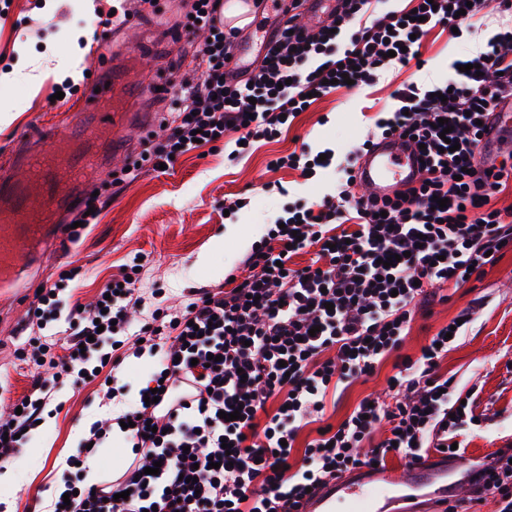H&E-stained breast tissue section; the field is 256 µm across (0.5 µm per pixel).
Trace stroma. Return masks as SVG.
<instances>
[{"label": "stroma", "mask_w": 512, "mask_h": 512, "mask_svg": "<svg viewBox=\"0 0 512 512\" xmlns=\"http://www.w3.org/2000/svg\"><path fill=\"white\" fill-rule=\"evenodd\" d=\"M136 9L135 0H0V165H9L7 151L21 133L38 122L61 119L75 104L72 95L56 98L58 85L69 80L80 87L88 74L104 70L105 58L91 50L98 15L131 13L126 37L133 43L149 25L134 18ZM502 24V17L491 11L453 41L440 29L431 30L421 41L423 67H396L373 85L325 95L300 113L288 131L255 143L248 153L235 154L238 134L229 131L182 156L167 173L145 166L135 179L119 185L102 176L96 186L103 204L97 223L47 266L50 282L72 267L81 268L84 276L62 294L61 315L45 318V334L65 329L64 311L76 303L91 305L100 288L120 277L140 251L149 259L138 283L146 308L178 305L192 288L225 289L230 271L262 240L270 222L284 210L319 202L334 190L333 169L318 170L308 179L297 170L268 169L269 159L329 148L336 160H344L354 146L378 136L374 121L394 111L395 89L454 78L452 63L485 45ZM236 200L242 209L225 215V207ZM475 298L482 299V308L442 363L461 388L478 390L474 410L485 423L466 434L465 457L472 461L512 444V253L480 279L450 292L429 315L417 316L403 345L404 353L417 354ZM34 303L31 290L0 301V374L7 376L13 399L31 380V369L18 365L14 351L32 334L29 311ZM392 373L391 362H384L368 382L348 388L328 406L330 423L342 421L366 395L382 392ZM96 389L93 383L75 388L68 379L57 385L53 404L45 407L40 424L31 428L17 454L18 479L0 493V512L11 504L18 512H51L46 487L67 471V459L90 425L113 412Z\"/></svg>", "instance_id": "35a3bbf8"}]
</instances>
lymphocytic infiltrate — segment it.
Listing matches in <instances>:
<instances>
[{
    "instance_id": "obj_1",
    "label": "lymphocytic infiltrate",
    "mask_w": 512,
    "mask_h": 512,
    "mask_svg": "<svg viewBox=\"0 0 512 512\" xmlns=\"http://www.w3.org/2000/svg\"><path fill=\"white\" fill-rule=\"evenodd\" d=\"M196 2L181 34L203 29L210 40L196 48L199 76L174 86L162 145L141 158L154 170L229 129L248 147L272 138L311 93L333 92L335 80L360 88L419 60V39L434 28L468 27L491 11L508 23L467 55L479 72L423 92L403 86L392 94L397 108L376 119L382 134L421 145L417 186L382 199L355 194L358 154L350 152L336 168L335 192L271 223L231 288L190 292L179 309H154L137 324L134 261L127 281L98 293L94 311L69 308L62 337L28 339L35 374L18 411L0 414V466L15 458L58 381H95L92 362H104L120 333L154 353L165 388L157 405L139 399L122 415L125 445L140 463L94 488L63 474L71 499L55 498L52 512H297L308 489L391 457L411 464L443 446L463 457L464 433L476 427L472 392L441 371L473 309L417 355L402 347L416 314L445 302L444 287L459 288L512 253V207L492 203L512 191V156L489 163L482 155L484 120L512 99V0H414L413 21L385 10L386 0H338L317 29L299 24L301 0H272L279 20L243 72L230 65L242 29L224 28L221 0ZM441 118L449 134L437 128ZM449 141L456 151L446 150ZM303 252L310 262L296 266ZM387 360L390 402L364 398L339 424L324 423L329 396L367 381ZM161 403L169 407L162 416ZM310 425L314 437L301 439ZM153 465L158 473L147 474ZM469 481L474 495L496 500L497 512H512V448L476 466Z\"/></svg>"
}]
</instances>
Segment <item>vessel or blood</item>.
I'll list each match as a JSON object with an SVG mask.
<instances>
[{
  "label": "vessel or blood",
  "instance_id": "b4317fda",
  "mask_svg": "<svg viewBox=\"0 0 512 512\" xmlns=\"http://www.w3.org/2000/svg\"><path fill=\"white\" fill-rule=\"evenodd\" d=\"M165 31V25L154 22L150 36L127 46L122 25H113L96 42L110 65L84 85L82 105L68 113L64 123L35 126L13 143V164L0 170V286L23 293L32 268L65 252L71 227L63 223V216L81 210L85 190L101 177L105 160L129 150L126 130L151 123L144 106L157 98L170 66L161 58L150 70L132 74L128 66L154 56ZM419 168L404 140L390 135L358 156L356 178L382 198L415 185ZM438 468V461L431 459L397 474L375 470L363 479H332L303 501L300 512H337L342 503L348 504V512H386L395 491L419 487L429 488L435 499L444 501L448 488L437 484Z\"/></svg>",
  "mask_w": 512,
  "mask_h": 512
}]
</instances>
